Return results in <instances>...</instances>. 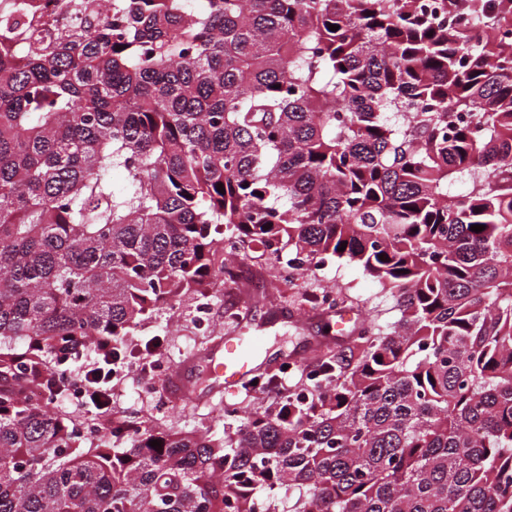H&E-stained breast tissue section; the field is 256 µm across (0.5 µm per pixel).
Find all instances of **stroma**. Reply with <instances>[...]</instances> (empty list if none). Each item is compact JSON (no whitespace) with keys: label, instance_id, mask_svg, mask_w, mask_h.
I'll return each mask as SVG.
<instances>
[{"label":"stroma","instance_id":"35a3bbf8","mask_svg":"<svg viewBox=\"0 0 512 512\" xmlns=\"http://www.w3.org/2000/svg\"><path fill=\"white\" fill-rule=\"evenodd\" d=\"M275 275V270L268 266L241 264L238 287L215 286L207 323L197 320L200 301L194 294L182 296L145 320L133 336L164 337L166 349L160 367L145 375L136 370V357H129L131 369L112 396L113 413L191 428L200 425L202 414L208 413L211 406L243 402L242 389L215 392L198 360L199 353L216 340L241 335V328L231 319L236 312L247 314L250 328L262 332L266 338L259 361L261 370L275 373L288 358H305L308 339L322 338L329 319L305 300L304 280L289 283L276 280ZM319 282L324 286H341L351 318L364 316L363 304L367 301L379 304L387 321L398 318L392 299L381 285L345 260L334 261L320 271ZM184 371L192 377L198 393L205 395V402L191 403L171 397L168 384L172 377Z\"/></svg>","mask_w":512,"mask_h":512}]
</instances>
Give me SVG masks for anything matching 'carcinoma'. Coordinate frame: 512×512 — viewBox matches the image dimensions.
<instances>
[{
  "label": "carcinoma",
  "instance_id": "carcinoma-1",
  "mask_svg": "<svg viewBox=\"0 0 512 512\" xmlns=\"http://www.w3.org/2000/svg\"><path fill=\"white\" fill-rule=\"evenodd\" d=\"M63 7L0 9V512H512V0ZM226 240L400 317L314 342L284 419L86 442L57 353L127 357ZM319 284L323 286L344 287L342 295L345 303L341 304L347 308L346 314H349L353 320L361 319L365 315V310L360 301H370V303H379L385 310L384 317L388 322H394L398 319V311L393 308L394 303L391 298L382 289V286L361 268L349 264L344 259L334 261L330 266L319 273Z\"/></svg>",
  "mask_w": 512,
  "mask_h": 512
}]
</instances>
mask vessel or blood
Masks as SVG:
<instances>
[{
  "label": "vessel or blood",
  "instance_id": "b4317fda",
  "mask_svg": "<svg viewBox=\"0 0 512 512\" xmlns=\"http://www.w3.org/2000/svg\"><path fill=\"white\" fill-rule=\"evenodd\" d=\"M259 336L227 339L218 343L205 356L206 367L216 389H231L254 370V358L262 349Z\"/></svg>",
  "mask_w": 512,
  "mask_h": 512
}]
</instances>
